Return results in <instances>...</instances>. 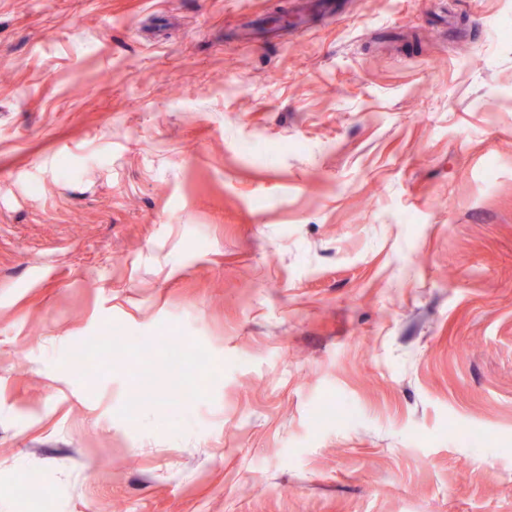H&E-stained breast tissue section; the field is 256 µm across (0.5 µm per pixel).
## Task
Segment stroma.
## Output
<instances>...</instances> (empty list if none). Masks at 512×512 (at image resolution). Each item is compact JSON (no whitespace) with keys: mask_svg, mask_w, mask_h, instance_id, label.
I'll list each match as a JSON object with an SVG mask.
<instances>
[{"mask_svg":"<svg viewBox=\"0 0 512 512\" xmlns=\"http://www.w3.org/2000/svg\"><path fill=\"white\" fill-rule=\"evenodd\" d=\"M282 5L0 0V512H512V0Z\"/></svg>","mask_w":512,"mask_h":512,"instance_id":"35a3bbf8","label":"stroma"}]
</instances>
